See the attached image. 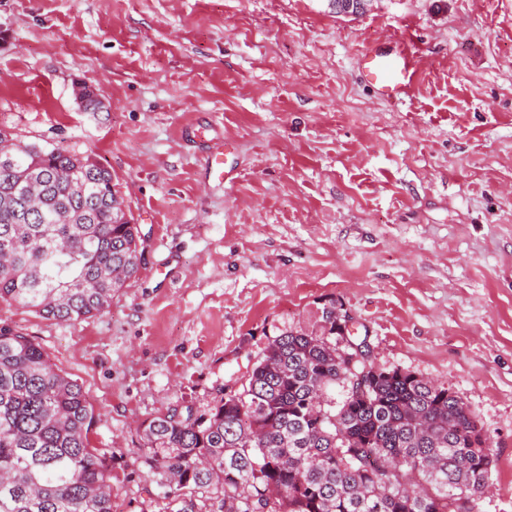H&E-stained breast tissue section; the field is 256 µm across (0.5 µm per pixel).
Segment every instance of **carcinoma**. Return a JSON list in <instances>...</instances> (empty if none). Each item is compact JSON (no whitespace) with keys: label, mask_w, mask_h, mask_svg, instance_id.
Returning <instances> with one entry per match:
<instances>
[{"label":"carcinoma","mask_w":512,"mask_h":512,"mask_svg":"<svg viewBox=\"0 0 512 512\" xmlns=\"http://www.w3.org/2000/svg\"><path fill=\"white\" fill-rule=\"evenodd\" d=\"M81 108L98 89L78 84ZM0 303L46 319L104 312L138 271L139 225L112 173L89 156L0 130ZM346 340L361 348L348 364ZM374 368L336 305L316 332L268 342L240 390L208 412L141 423L140 464L177 512H473L492 449L456 395ZM365 385V393L353 389ZM343 389L340 402L326 396ZM94 412L46 350L0 327V512H112V463L90 447Z\"/></svg>","instance_id":"carcinoma-1"}]
</instances>
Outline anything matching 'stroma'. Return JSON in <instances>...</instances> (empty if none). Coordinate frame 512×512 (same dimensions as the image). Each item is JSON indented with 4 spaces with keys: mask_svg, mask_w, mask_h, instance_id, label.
<instances>
[{
    "mask_svg": "<svg viewBox=\"0 0 512 512\" xmlns=\"http://www.w3.org/2000/svg\"><path fill=\"white\" fill-rule=\"evenodd\" d=\"M410 43L396 104L369 46ZM105 109L85 112L77 84ZM0 128L92 155L144 257L82 321L0 304L94 408L112 512H158L139 426L208 410L282 330L342 306L372 360L448 388L495 465L473 512H512V0H0ZM223 151L231 178L209 180ZM420 56L409 46L395 52L367 48L360 58L361 70L379 94L399 100L409 96L420 75Z\"/></svg>",
    "mask_w": 512,
    "mask_h": 512,
    "instance_id": "obj_1",
    "label": "stroma"
}]
</instances>
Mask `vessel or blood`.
<instances>
[{
	"instance_id": "1",
	"label": "vessel or blood",
	"mask_w": 512,
	"mask_h": 512,
	"mask_svg": "<svg viewBox=\"0 0 512 512\" xmlns=\"http://www.w3.org/2000/svg\"><path fill=\"white\" fill-rule=\"evenodd\" d=\"M420 56L409 46L395 52L367 48L361 58V70L383 97L399 100L408 96L420 75Z\"/></svg>"
}]
</instances>
